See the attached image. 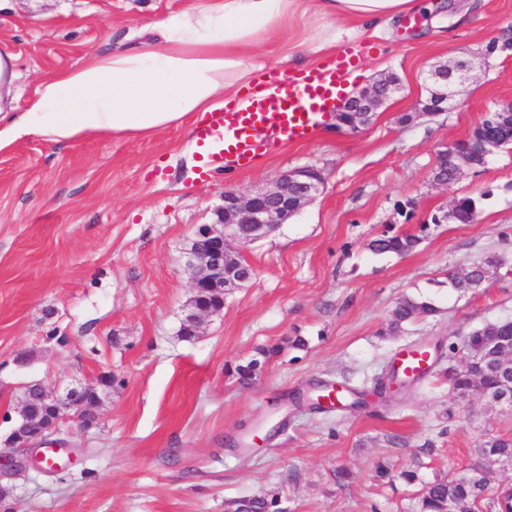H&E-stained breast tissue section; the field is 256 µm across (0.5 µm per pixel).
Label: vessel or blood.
Wrapping results in <instances>:
<instances>
[{
  "mask_svg": "<svg viewBox=\"0 0 512 512\" xmlns=\"http://www.w3.org/2000/svg\"><path fill=\"white\" fill-rule=\"evenodd\" d=\"M354 64L353 56L340 50L319 67L296 74H270L251 88L247 109L230 104L198 123V144L214 145L213 162L231 171L250 167L280 142L308 140L316 115L335 102ZM428 361L427 353L417 348L403 351L397 359L399 369L409 375L422 373Z\"/></svg>",
  "mask_w": 512,
  "mask_h": 512,
  "instance_id": "obj_1",
  "label": "vessel or blood"
}]
</instances>
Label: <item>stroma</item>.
<instances>
[{"label":"stroma","instance_id":"stroma-1","mask_svg":"<svg viewBox=\"0 0 512 512\" xmlns=\"http://www.w3.org/2000/svg\"><path fill=\"white\" fill-rule=\"evenodd\" d=\"M190 3L0 0L16 108L43 75L87 53L157 45L154 24ZM420 3L386 26L295 15L288 35L301 47L267 57L268 70L283 73L319 65L328 54L315 47L332 36L359 57L350 92L398 77L401 93L359 132L326 112L309 141L208 175L198 113L146 138L57 147L30 136L0 152V437L29 382L113 380L97 425H70L63 472L13 480L11 512H225L259 494L280 497L287 512H411L414 487L374 482L377 459L397 472L423 463L431 479L475 465L484 437L512 435V408L476 393L458 398L442 376L361 412L292 402L320 380L371 388L402 346L458 341L512 317V150L448 185L433 182L437 150L512 98V0ZM457 57L472 59L471 80L451 109L419 115L424 72ZM307 165L325 177L320 195L243 247L254 278L181 339L189 238L215 223L225 191ZM464 196L477 202V223H435ZM387 231L420 242L403 256L372 254L368 241ZM489 256L499 265L484 288H449L450 272ZM405 296L432 300L437 314L380 335ZM298 337L303 347L293 346ZM274 345L280 353L241 386L235 365ZM340 467L349 483H337Z\"/></svg>","mask_w":512,"mask_h":512}]
</instances>
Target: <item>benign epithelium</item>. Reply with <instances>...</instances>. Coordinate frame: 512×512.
Wrapping results in <instances>:
<instances>
[{"label":"benign epithelium","instance_id":"1","mask_svg":"<svg viewBox=\"0 0 512 512\" xmlns=\"http://www.w3.org/2000/svg\"><path fill=\"white\" fill-rule=\"evenodd\" d=\"M473 64L469 60H450L432 67L426 74L429 96L421 109V115L431 116L448 111V105L456 95L457 87L471 79ZM399 91L397 78L380 76L371 86L348 97L336 112V126L351 130L368 126L376 111ZM512 124V100L498 104L488 114L486 121L477 126V149L469 153L459 149L453 154L454 177L463 168L484 166L488 158L499 148L495 129ZM324 185L322 172L315 167L289 170L265 186L250 192H224V205L217 210L214 224L200 225L188 240L184 250L186 264L192 269V290L197 295L208 292L224 299L242 283L254 276L253 268L243 271L239 248L268 237L279 225L286 223L294 214L310 203ZM86 387L73 386L61 392L51 384H42L43 399L55 407V415L45 421L42 436L47 440L61 432L69 422L87 428L83 415L88 400ZM0 471L11 479L31 469L41 471L44 446L4 439L0 442Z\"/></svg>","mask_w":512,"mask_h":512}]
</instances>
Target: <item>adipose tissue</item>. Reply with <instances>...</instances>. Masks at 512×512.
<instances>
[{
  "mask_svg": "<svg viewBox=\"0 0 512 512\" xmlns=\"http://www.w3.org/2000/svg\"><path fill=\"white\" fill-rule=\"evenodd\" d=\"M297 0H193L157 23L159 47L91 53L44 75L24 111L0 113V151L36 136L54 145L112 135L136 138L212 111L265 67ZM416 0H317L325 19L382 24Z\"/></svg>",
  "mask_w": 512,
  "mask_h": 512,
  "instance_id": "ef3b65f1",
  "label": "adipose tissue"
}]
</instances>
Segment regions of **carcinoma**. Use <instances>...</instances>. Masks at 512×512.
Returning a JSON list of instances; mask_svg holds the SVG:
<instances>
[{"label": "carcinoma", "instance_id": "obj_1", "mask_svg": "<svg viewBox=\"0 0 512 512\" xmlns=\"http://www.w3.org/2000/svg\"><path fill=\"white\" fill-rule=\"evenodd\" d=\"M455 220L467 224L478 217L475 199L463 197L460 205L451 213ZM420 238L410 234L384 233L367 244L370 252L376 255L410 253L419 244ZM488 261L471 266L468 275L461 277L455 272L448 273V284L459 293L472 292L481 287L489 279ZM438 312L437 307L429 300L403 297L396 302L386 324L379 330L381 336H397L405 330V325L429 317ZM493 335L500 337L502 344L498 350L490 353L480 364L472 362L468 365L440 368L442 343L432 345L434 362L432 372L450 374L449 385L458 398H466L473 392H484L496 397L505 389L512 387V371L500 367L501 358L509 357L512 351V320L504 319L496 323ZM260 367V360L252 359L245 364L235 366L239 383L250 384ZM39 382L32 381L27 386L31 396L32 410L40 418L48 417L52 409L38 395ZM477 458L486 463L505 465L512 462V437L490 436L474 449ZM373 477L378 482L392 483L399 479L416 487L414 512H512V490L503 488L493 490L489 478L481 484L471 483L465 478V471L457 474L436 477L426 480L416 469L402 470L393 473L390 464L379 459L373 466ZM251 512H284L280 501L274 496H251Z\"/></svg>", "mask_w": 512, "mask_h": 512}]
</instances>
